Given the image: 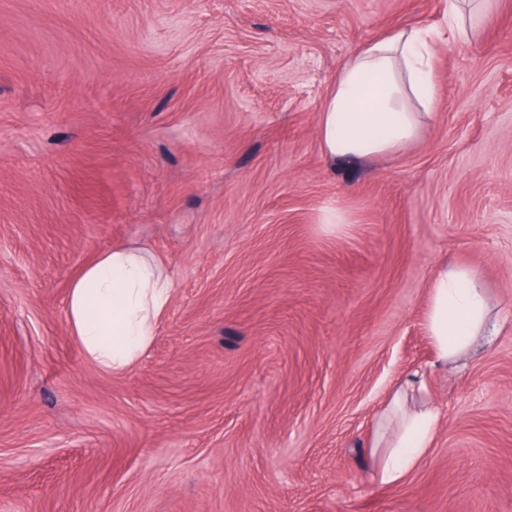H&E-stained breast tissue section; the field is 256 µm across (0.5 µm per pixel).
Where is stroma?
<instances>
[{
    "label": "stroma",
    "instance_id": "obj_1",
    "mask_svg": "<svg viewBox=\"0 0 512 512\" xmlns=\"http://www.w3.org/2000/svg\"><path fill=\"white\" fill-rule=\"evenodd\" d=\"M448 0H0V512H512V0L450 38ZM436 31L418 138L327 160L338 70ZM336 210L343 224L328 228ZM176 288L113 373L72 335L110 247ZM495 327L457 365L427 331L442 261ZM427 460L374 477L413 372Z\"/></svg>",
    "mask_w": 512,
    "mask_h": 512
}]
</instances>
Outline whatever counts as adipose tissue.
<instances>
[{"label":"adipose tissue","instance_id":"1","mask_svg":"<svg viewBox=\"0 0 512 512\" xmlns=\"http://www.w3.org/2000/svg\"><path fill=\"white\" fill-rule=\"evenodd\" d=\"M432 35L401 28L358 51L341 69L317 116L326 158L366 159L398 150L418 134L422 114L436 103ZM175 283L143 249L114 247L85 266L67 299L69 326L83 354L120 372L151 344ZM428 331L441 365L467 356L491 335L488 304L474 270L442 263L431 284ZM425 380L409 375L390 395L376 422V473L400 483L427 455L438 412L425 398Z\"/></svg>","mask_w":512,"mask_h":512}]
</instances>
